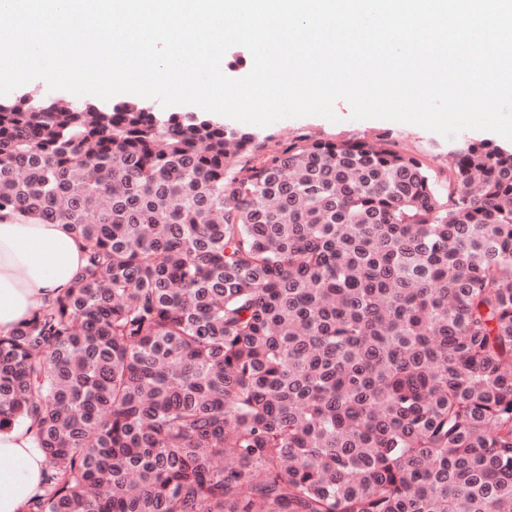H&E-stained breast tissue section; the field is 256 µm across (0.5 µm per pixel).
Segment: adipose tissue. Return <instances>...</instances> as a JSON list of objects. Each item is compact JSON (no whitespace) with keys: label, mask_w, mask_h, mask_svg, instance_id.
Returning <instances> with one entry per match:
<instances>
[{"label":"adipose tissue","mask_w":512,"mask_h":512,"mask_svg":"<svg viewBox=\"0 0 512 512\" xmlns=\"http://www.w3.org/2000/svg\"><path fill=\"white\" fill-rule=\"evenodd\" d=\"M84 263L67 224L0 221V335H9L45 298L65 293ZM46 466L29 426L0 432V512H27Z\"/></svg>","instance_id":"1"}]
</instances>
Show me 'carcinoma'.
Here are the masks:
<instances>
[{"label":"carcinoma","mask_w":512,"mask_h":512,"mask_svg":"<svg viewBox=\"0 0 512 512\" xmlns=\"http://www.w3.org/2000/svg\"><path fill=\"white\" fill-rule=\"evenodd\" d=\"M1 218L85 247L0 335L29 512H512V149L441 184L387 142L26 94Z\"/></svg>","instance_id":"1"}]
</instances>
